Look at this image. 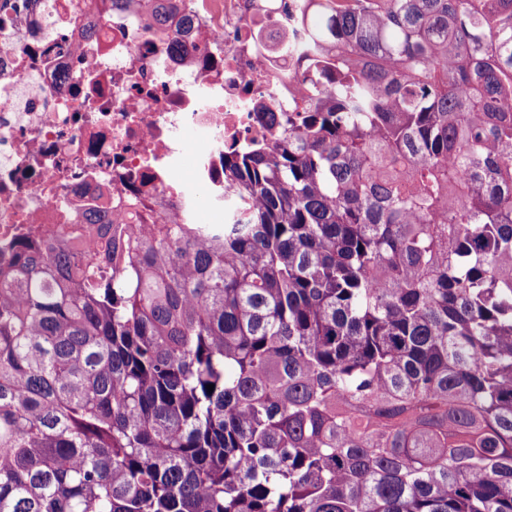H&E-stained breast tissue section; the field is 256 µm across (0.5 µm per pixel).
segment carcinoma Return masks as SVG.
<instances>
[{
	"instance_id": "carcinoma-1",
	"label": "carcinoma",
	"mask_w": 512,
	"mask_h": 512,
	"mask_svg": "<svg viewBox=\"0 0 512 512\" xmlns=\"http://www.w3.org/2000/svg\"><path fill=\"white\" fill-rule=\"evenodd\" d=\"M317 2L230 220L0 271V512H512V0Z\"/></svg>"
}]
</instances>
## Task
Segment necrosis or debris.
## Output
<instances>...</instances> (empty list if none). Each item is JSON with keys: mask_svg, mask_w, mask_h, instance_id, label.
<instances>
[{"mask_svg": "<svg viewBox=\"0 0 512 512\" xmlns=\"http://www.w3.org/2000/svg\"><path fill=\"white\" fill-rule=\"evenodd\" d=\"M155 27L138 0H0V268L21 241L84 224L92 210L201 224L232 190L224 153L275 130L254 107L299 111L292 49L305 0H171Z\"/></svg>", "mask_w": 512, "mask_h": 512, "instance_id": "obj_1", "label": "necrosis or debris"}]
</instances>
